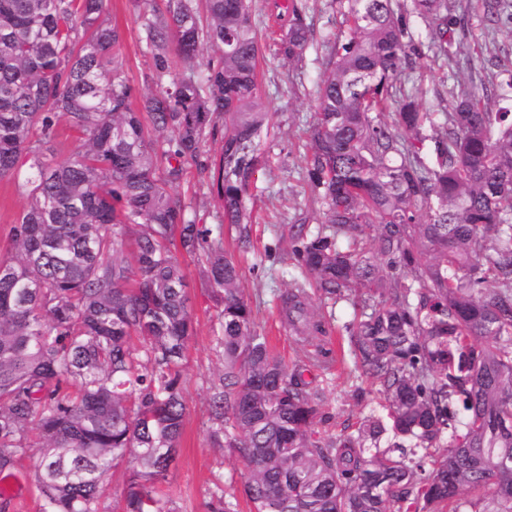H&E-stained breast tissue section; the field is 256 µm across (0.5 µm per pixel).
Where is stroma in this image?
<instances>
[{"label": "stroma", "instance_id": "1", "mask_svg": "<svg viewBox=\"0 0 512 512\" xmlns=\"http://www.w3.org/2000/svg\"><path fill=\"white\" fill-rule=\"evenodd\" d=\"M283 0H253V19L260 37L259 80L270 112L269 132L261 138L262 162L246 198L252 215V245L240 252L233 227H225L224 249L237 256L243 269L242 288L251 304L258 331L268 336L275 352L287 366L307 364L306 379L318 386L321 410L326 416L318 429L327 437L352 431L364 418L379 411L374 380L356 366L342 327L354 315L351 301L335 306V318L319 342L301 343L281 313V295L302 274L288 253L294 226L317 229L324 220L325 207L311 197L305 175L306 131L316 105V90L327 68L334 40L340 31L339 0H306V13L313 29L301 68L288 66L277 54V42L287 28ZM465 27H453V58L428 51L431 29L427 22L411 18L410 29L419 48L409 54L402 67L409 79L406 89L419 93L424 111L448 109V90L454 82L481 99H493L494 67L491 57L512 59V21L486 15L479 0H456ZM106 14L124 33L119 58L136 95L155 91L151 60L141 41L136 22V0H106ZM173 191L188 205L195 223L213 228L222 220L216 191L196 166L185 168ZM26 203L15 180H0V257L12 252L10 228ZM186 272L187 293L194 313V333L187 343V362L182 372L186 406L183 433L176 459L160 496L171 512H210L216 489L236 505V512H250L243 495L249 467L224 443L215 441L210 421V387L224 365L220 344L218 306L197 260L181 256ZM333 359L330 370L308 365L314 351ZM40 451L27 449L9 476L14 494L8 512H40L38 464Z\"/></svg>", "mask_w": 512, "mask_h": 512}]
</instances>
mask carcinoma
Listing matches in <instances>:
<instances>
[{
	"mask_svg": "<svg viewBox=\"0 0 512 512\" xmlns=\"http://www.w3.org/2000/svg\"><path fill=\"white\" fill-rule=\"evenodd\" d=\"M345 2L305 155L324 222L299 226L288 250L325 300L355 298L344 330L383 414L332 439L303 367L256 329L222 234L172 192L196 163L248 250L269 120L252 0H148L137 21L160 88L137 110L105 0H0V179L25 175L26 194L0 258V473L37 429L41 512H100L104 478L128 455L123 512H173L157 488L180 444L194 332L179 252L204 264L221 306L213 435L248 463L254 512H512V109L453 87L442 122L412 93L381 119L409 18L437 22L429 48L446 57L464 18L448 0ZM483 4L512 18V0ZM286 10L278 53L298 64L306 4ZM205 44L218 57L201 77ZM61 118L80 135L62 159ZM216 138L219 160L203 158ZM364 237L370 251L344 248ZM281 300L296 333L323 332L302 284Z\"/></svg>",
	"mask_w": 512,
	"mask_h": 512,
	"instance_id": "carcinoma-1",
	"label": "carcinoma"
}]
</instances>
